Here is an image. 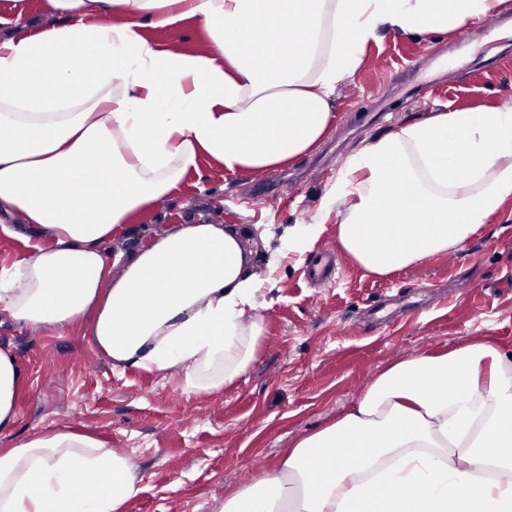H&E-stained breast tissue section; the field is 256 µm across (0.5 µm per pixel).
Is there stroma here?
<instances>
[{
  "label": "stroma",
  "mask_w": 512,
  "mask_h": 512,
  "mask_svg": "<svg viewBox=\"0 0 512 512\" xmlns=\"http://www.w3.org/2000/svg\"><path fill=\"white\" fill-rule=\"evenodd\" d=\"M512 102V11L496 29L408 37L385 33L343 80L334 121L311 154L262 173L213 163L154 212L135 215L107 245L117 252L153 229L198 219L241 235L262 280L266 337L248 372L218 394H186L174 376L119 374L89 344L84 325L30 331L0 323L23 371L18 421L0 433L14 447L53 426L81 425L127 453L142 481L127 512H220L225 498L272 472L298 436L333 422L392 361L495 338L512 348V204L452 256L378 277L338 253L333 284L315 288L305 269L335 242L339 218L324 208L346 161L374 138L451 106ZM279 184L272 205L248 200ZM320 221L316 244L285 251L281 234Z\"/></svg>",
  "instance_id": "35a3bbf8"
}]
</instances>
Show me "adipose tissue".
I'll return each mask as SVG.
<instances>
[{
    "label": "adipose tissue",
    "mask_w": 512,
    "mask_h": 512,
    "mask_svg": "<svg viewBox=\"0 0 512 512\" xmlns=\"http://www.w3.org/2000/svg\"><path fill=\"white\" fill-rule=\"evenodd\" d=\"M0 26V223L31 253L0 268V312L84 323L113 370L235 385L265 337L237 232L201 220L105 246L203 161L269 172L325 138L338 83L382 32H459L512 0H46ZM197 22L214 49L153 42ZM322 66H315L318 56ZM512 202V106L435 112L351 156L325 200L341 250L385 275L458 249ZM49 236L38 245L36 237ZM119 267L110 277L111 267ZM24 371L0 345V431ZM131 458L67 427L0 448V512H126ZM220 512H512V353L485 338L389 364L335 422Z\"/></svg>",
    "instance_id": "adipose-tissue-1"
}]
</instances>
